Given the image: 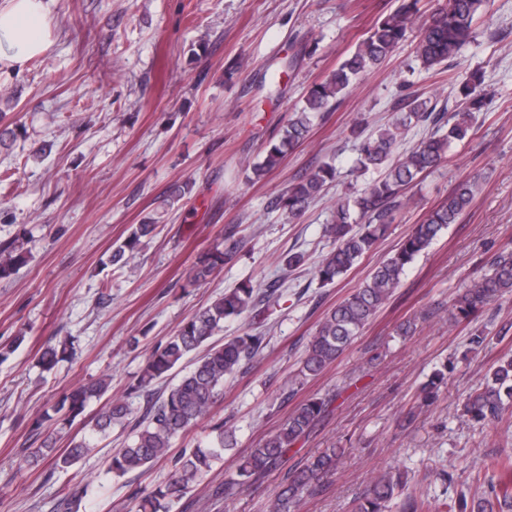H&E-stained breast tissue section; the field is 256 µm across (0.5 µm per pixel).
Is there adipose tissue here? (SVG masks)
Segmentation results:
<instances>
[{
    "label": "adipose tissue",
    "instance_id": "obj_1",
    "mask_svg": "<svg viewBox=\"0 0 512 512\" xmlns=\"http://www.w3.org/2000/svg\"><path fill=\"white\" fill-rule=\"evenodd\" d=\"M53 42L46 0H0V72L23 70Z\"/></svg>",
    "mask_w": 512,
    "mask_h": 512
}]
</instances>
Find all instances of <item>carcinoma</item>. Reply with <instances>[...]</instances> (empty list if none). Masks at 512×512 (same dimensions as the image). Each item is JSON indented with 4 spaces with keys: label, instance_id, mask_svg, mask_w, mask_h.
Returning a JSON list of instances; mask_svg holds the SVG:
<instances>
[{
    "label": "carcinoma",
    "instance_id": "obj_1",
    "mask_svg": "<svg viewBox=\"0 0 512 512\" xmlns=\"http://www.w3.org/2000/svg\"><path fill=\"white\" fill-rule=\"evenodd\" d=\"M418 2L402 0L393 13L376 22L336 69L309 90L302 107L288 119L281 138L269 145L263 161L251 166L255 177L277 167L288 152L301 145L309 135L315 114L329 111L330 101L344 96L357 81L376 69L414 26H420L415 53L424 69L434 70L454 58L461 46L473 38L475 18L487 0H447L445 8L421 24L418 23ZM481 85V76L476 71L461 84L459 93L466 107L451 119L447 113L436 111L431 101L409 96L403 100L400 115L387 127L368 136L356 135L357 158L352 172L382 169L384 176L367 184L355 196L336 198L331 223L325 225L334 247L316 267V277L321 284L335 283L373 249L386 233L394 212L407 204L406 190L420 175L437 168L452 145L467 136L471 112L482 110L485 104ZM420 123H428L436 130L446 126L448 132L435 133L408 151L397 152L398 144L411 126ZM336 176L335 166L328 163L316 166L278 196L276 207L290 218L302 214ZM476 190L474 180L458 183L414 227L399 248L371 272L360 288L327 311L306 346L302 367L289 381L288 395H293L307 379L321 374L352 345L392 297L408 266L443 230L458 223L470 209ZM156 228L152 218L132 227L121 242L114 244L112 263L128 264L134 260L142 246L153 238ZM240 248L236 231L232 228L224 231L219 243L198 255L190 281L199 285L220 273L225 264L236 258ZM24 262L23 246L14 241L0 245V279L10 277ZM509 294H512V250H504L494 256L483 275L470 281L457 294L452 316L456 320H467L490 302ZM274 295V286L261 292L250 283L225 291L150 352L137 383L125 394H110L108 377L71 390L56 408L58 412H65L68 420L81 415L90 400L106 399L91 433L72 439L66 448L57 449L53 438L42 435L44 419L38 418L32 423L31 432L41 442L32 452L31 462L49 458L63 470L74 467L96 447L97 435L129 425L132 409L128 398L132 394L145 398V405L134 426L133 438L109 457L107 471L121 478L167 458L174 441L211 414L224 393V380L243 371L263 349L265 337L258 333L246 332L214 341L224 331V321L257 312ZM66 351L64 345H50L41 351L38 364L50 372L65 358ZM447 380L448 366L434 371L420 388L419 404H429ZM161 382L166 383V387L156 397L154 387ZM336 398L337 395L332 394L301 401L282 425L236 461L231 477L224 480V485L215 487L212 496L231 498L279 469L288 461L293 449L330 412ZM511 402L512 357H508L498 360L486 374L482 386L467 397L463 413L469 421L486 426ZM211 433L209 448L199 447L178 458L170 480L138 497L129 512H171L174 504L212 468L213 461L224 449L236 444L234 430L224 427L222 420L214 422ZM342 454L340 448H325L291 467L272 494L267 512H298L304 498L315 494L324 479L336 470ZM492 467L499 475L497 482L490 485V497L481 498L473 505L462 497L451 512H488L495 503L500 506L512 503V460H497ZM402 496L408 500L410 508H415L402 473L386 471L374 478L367 493L355 504V512H387L390 504ZM79 507V497L68 491L60 496L55 509L56 512H79Z\"/></svg>",
    "mask_w": 512,
    "mask_h": 512
}]
</instances>
